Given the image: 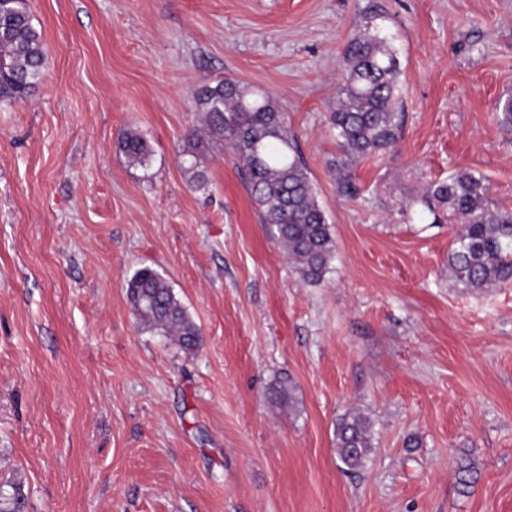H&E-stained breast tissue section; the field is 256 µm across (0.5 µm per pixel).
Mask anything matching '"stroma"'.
<instances>
[{
	"mask_svg": "<svg viewBox=\"0 0 512 512\" xmlns=\"http://www.w3.org/2000/svg\"><path fill=\"white\" fill-rule=\"evenodd\" d=\"M28 3L44 77L0 105V484L26 512H512V281L454 286L456 227L413 204L468 170L512 211V0ZM373 16L406 120L394 153L349 163L352 199L327 115ZM227 77L288 119L336 240L322 283L269 238L222 146L207 188L188 185L196 93ZM129 130L148 167L119 152ZM145 267L200 328L195 354L136 316ZM355 408L374 448L351 476L335 428Z\"/></svg>",
	"mask_w": 512,
	"mask_h": 512,
	"instance_id": "1",
	"label": "stroma"
}]
</instances>
